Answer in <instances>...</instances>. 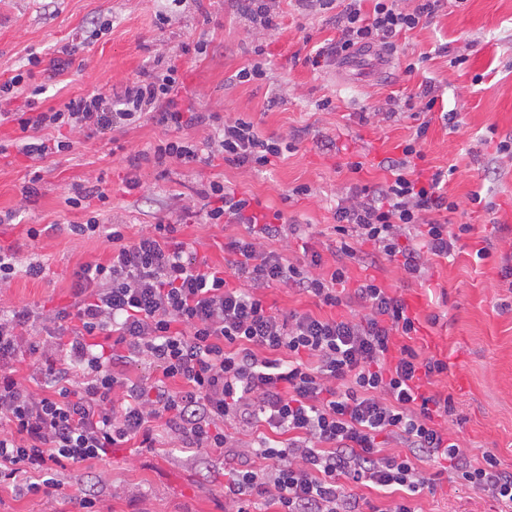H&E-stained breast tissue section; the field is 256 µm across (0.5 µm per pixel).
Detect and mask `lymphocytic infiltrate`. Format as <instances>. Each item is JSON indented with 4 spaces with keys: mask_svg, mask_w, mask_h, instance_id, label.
Listing matches in <instances>:
<instances>
[{
    "mask_svg": "<svg viewBox=\"0 0 512 512\" xmlns=\"http://www.w3.org/2000/svg\"><path fill=\"white\" fill-rule=\"evenodd\" d=\"M350 0L336 16L340 37L318 48L309 62L346 57L379 45L395 53L396 36L432 16L442 0ZM23 74L0 83V100L29 96L21 112H1L17 125L18 152L41 161L71 151L65 129L103 134L145 115L173 129L174 137L134 155L125 191L141 186L137 171L211 164L275 166L292 144L263 136L245 116L222 123L214 147L202 150L189 132L208 121L183 104L176 65L144 72L110 95L94 91L64 108L41 110L44 85L25 86ZM54 129L46 137L45 129ZM429 128L421 122L401 145L399 159H384L387 176L374 186L354 185L333 213L341 237L330 258L311 253L295 264L269 249L296 233L282 212H259V202L224 182L209 185V224H242L247 234L225 243L224 266L210 265L181 237L177 224H150L127 238L120 224L101 229L97 218L70 225L78 236L104 231L110 257L87 263L72 276L70 304L45 312L0 305V483L38 495L61 489L53 468L106 457L128 442L173 447L237 459L224 482L235 512H360L357 485L399 488L387 510L416 512L412 499L430 484L421 460L447 463L459 480L512 512V473L494 455L474 461L448 433L458 416L451 395L428 391L448 370L437 356H422L411 340L417 321L405 300L376 278L348 288L345 259L369 242L376 259L400 262L421 277L425 255L446 258L470 225L449 229L439 213L457 211L444 187L448 174L418 163ZM283 284L325 306L356 305L347 317L292 311L282 315L265 292ZM27 359L26 371L15 363ZM146 361L153 382L131 378L132 360ZM180 382L169 390L168 381ZM267 427L244 442L235 429ZM286 436L279 445L278 436ZM396 443L394 453L380 443Z\"/></svg>",
    "mask_w": 512,
    "mask_h": 512,
    "instance_id": "f902f5d3",
    "label": "lymphocytic infiltrate"
}]
</instances>
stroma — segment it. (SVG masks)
Here are the masks:
<instances>
[{"label": "stroma", "instance_id": "1", "mask_svg": "<svg viewBox=\"0 0 512 512\" xmlns=\"http://www.w3.org/2000/svg\"><path fill=\"white\" fill-rule=\"evenodd\" d=\"M333 9L300 14L293 0H276L279 25L268 31L250 21L238 0H0V82L32 70L45 85L43 107L63 108L88 91L117 90L146 70L176 59L197 111L220 119L250 118L267 136L291 135L293 147L266 172L236 167L215 158L211 165L172 163L167 174L142 166V187L124 193L122 181L130 155L168 137L166 127L150 118L104 135L74 131L70 152L42 161L44 180L37 197L22 201L31 160L18 154L11 123L0 124V212H16L13 224H0V245L19 247L43 262L44 278L19 275L5 300L18 307L51 310L69 304L72 273L84 263L107 258L102 237H80L72 224L97 216L103 224H123L128 237L158 220L182 222V237L195 243L209 263L224 262V244L245 235L244 226L203 223L211 181L219 180L252 195L266 212L281 211L286 222L303 226L305 240L284 237L273 250L290 261L303 260L302 244L322 254L336 247L333 213L338 200L357 182L376 184L386 173L382 159L400 157L399 146L417 126L410 113L373 125L358 115L385 106L388 98L421 107L419 93L432 84L437 98L422 144L424 169H451L448 198L459 205L451 222L472 224L453 257L429 258L426 273L415 279L399 264L374 266L349 262L351 281L375 276L396 289L420 323L414 344L423 354L448 363L435 391L451 394L461 416L448 431L470 459L495 455L512 472V289L500 278L512 256V157L495 146L512 136V0H448L434 15L398 38L386 74L375 77L376 58L363 55L354 74L337 71L335 58L313 68L309 55L336 42ZM205 53H197V43ZM41 63L29 68L30 54ZM462 64H455V57ZM263 63V78L238 81L239 70ZM457 115L448 128L443 113ZM364 169L352 174L348 162ZM75 184L99 186L108 204L90 199L73 208L65 200ZM311 186L309 196L287 200L289 190ZM482 201H471L473 192ZM196 215L183 220L182 206ZM60 224L61 229L30 241L29 228ZM488 257H478V249ZM274 311L309 312L321 317L349 315L348 307L331 308L284 285L266 292ZM465 385H457V374ZM230 468L212 460L203 469L197 455L175 448L113 449L91 467L60 472L63 488L50 496L18 497L0 486V512H80L85 489H95L101 512H231L221 486ZM432 486L416 496V512H499L490 497L461 485L453 470L423 464Z\"/></svg>", "mask_w": 512, "mask_h": 512}]
</instances>
